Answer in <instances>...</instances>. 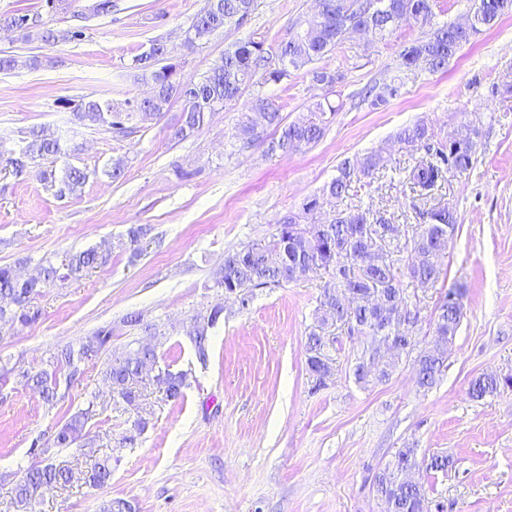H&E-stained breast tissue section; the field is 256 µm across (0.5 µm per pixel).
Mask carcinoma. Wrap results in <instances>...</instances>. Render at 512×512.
I'll return each instance as SVG.
<instances>
[{"mask_svg": "<svg viewBox=\"0 0 512 512\" xmlns=\"http://www.w3.org/2000/svg\"><path fill=\"white\" fill-rule=\"evenodd\" d=\"M318 9L298 21L281 41L277 52L269 53L264 42L252 38L239 40L224 49L220 62L198 80L186 81L172 74L173 66L167 63L169 52L165 43H151L152 54L138 55L132 68L138 77L151 83L153 95L144 100H127L121 107L108 101L81 99L72 107L78 120L89 125L105 126L115 133L127 135L137 124L151 120L167 111L171 103L182 105V121L170 130V138L183 140L199 129L206 114L219 106L237 100L255 81L279 82L288 76L289 69H301L329 57L344 40L358 30H365L372 37L383 40L402 21H409L427 31L426 36L404 46L399 54V65L406 71L425 67L431 71L447 68L457 51L483 30L493 28L505 15L512 14V0H478L475 16L469 25L440 23L436 19V0H317ZM254 0H216L211 7L199 12L198 24L191 25L185 38V47L192 49L213 32L240 26L252 14ZM39 23V17L13 14L0 18V25L28 30V23ZM401 84L397 79L376 83L365 89L363 99L374 105L385 104L398 95ZM250 110L259 114L268 125L281 127V133L270 139L267 152L286 153L318 142L324 134L328 117L335 113L333 106L317 104L308 117L282 124L279 109L260 95L253 98ZM433 132L424 124L406 126L397 134L399 143L424 145L425 156L412 166L400 170L402 181L422 199L432 196L438 183L450 171L461 173L473 167L480 128L476 123L460 125L448 136L446 143L432 147L428 141ZM23 145L7 166L15 178L23 180L32 172L46 188L58 198L78 194L89 179L85 169L66 166L61 172L42 168V161L58 159L67 154V146L59 138L42 131L30 129L22 138ZM389 159L371 152L357 161L356 166L345 163L340 174L322 189V199H313L300 212H290L279 222L276 233L269 238L249 241L240 248L224 255V280L215 286L239 295L243 308H248L254 290L279 286L306 276L310 272L324 271L330 283L320 296V316L316 328L309 332L306 345V364L309 373L320 387L334 375L333 360L325 353L324 328L336 326L349 336H364L369 346L355 363L353 375L356 382H382L389 379L394 363L388 360H371L372 346L380 337H406L410 346L405 352H417L414 357L417 383L422 388L432 387L448 360V343L452 341L463 316L462 304L455 297H448L438 307L433 339L428 346L416 350L412 325L400 317L404 309L419 313L411 306L404 281L420 286H435L443 274L442 251L433 234L437 226L445 225L454 232L457 224L455 211L450 206L435 207L427 212L429 222L419 225L406 244L407 257L401 261L393 258L387 243L398 239L400 225L391 224L377 215L370 207L356 205L347 210H333L325 221L315 224L308 215L319 205L329 206L352 190L353 178L386 174ZM148 233L142 224L133 225L126 232L124 245L131 256L141 254L142 240ZM109 255L95 248L71 254L56 265L51 261L39 264L33 273L22 278L8 266H0V305L9 303L6 311L0 310V325L26 327L39 317L34 300L42 289L77 279L83 273L108 262ZM224 313L214 308L209 314L199 316L186 331L190 336L197 360L204 364L209 357V336ZM112 338V329L104 327L94 335L75 344L67 345L52 353L51 369L35 370L16 362L11 366L0 365V379L14 378L37 391L44 403L53 407L58 402L57 372L66 371L73 379L81 374L89 361L105 351ZM150 360L155 373L144 376L140 363ZM104 381L112 390V397L133 413L134 419L128 434L123 436L121 447L133 448L146 428L147 421L140 415L145 389L153 387L172 402L184 398L186 375L160 364L157 344L136 340L122 352L112 354L104 372ZM512 388V375L484 374L471 382L470 396L483 399ZM95 401L80 409L58 425L51 435L54 448L77 446L88 449L86 456L92 462L86 468L84 481L93 488L106 487L112 478L110 458L94 457L93 441L86 431L95 415ZM417 465L414 448L401 449L393 463L376 477V491L388 504V512H431L423 486L401 478L402 471ZM24 476L15 485V503L22 512H32L35 493L46 486L66 485L73 478L72 470L64 465L32 463L23 468Z\"/></svg>", "mask_w": 512, "mask_h": 512, "instance_id": "cac0c4a2", "label": "carcinoma"}]
</instances>
